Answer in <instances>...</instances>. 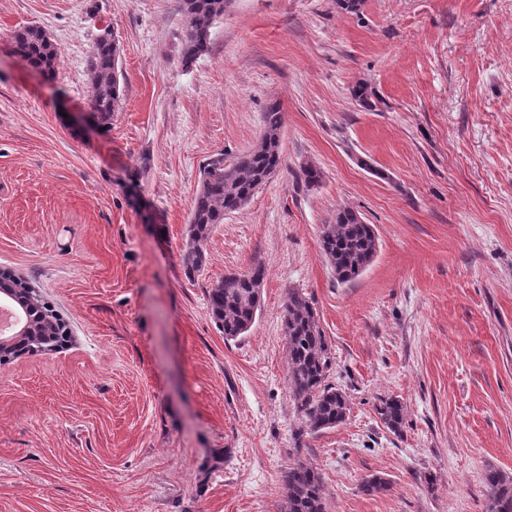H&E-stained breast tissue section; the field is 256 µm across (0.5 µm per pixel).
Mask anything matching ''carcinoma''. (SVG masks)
<instances>
[{"mask_svg":"<svg viewBox=\"0 0 512 512\" xmlns=\"http://www.w3.org/2000/svg\"><path fill=\"white\" fill-rule=\"evenodd\" d=\"M230 2L179 0L184 30L183 66L189 67L209 53L212 29L224 19ZM12 42L23 60L47 74L55 73L59 49L43 27L26 26L13 34ZM119 58L120 47L108 24L101 29L86 60L93 89L91 109L103 126L112 124V113L119 111L122 102ZM283 125V112L272 104L264 112L256 146L229 163L219 153L202 165L181 254L187 276H194L204 267L207 241L213 229L224 223V215L244 207L268 182L269 175L279 172L284 162ZM320 245L336 280L346 283L371 263L377 250V236L373 226L357 211L344 207L337 210L330 223L323 225ZM264 277L265 269L257 263L244 273L225 274L210 288L211 316L224 333V339L236 340L254 324L261 306ZM0 302L9 303L19 315L13 335L28 327L20 344L0 349V366L19 357L21 351L44 353L70 340L69 325L27 280L0 272ZM283 331L288 349V389L301 420L296 434L300 442L305 434L342 424L349 413V401L329 383L331 346L313 301L296 289L288 290ZM377 411L390 430H401L404 412L400 402L384 400ZM486 484L487 512H512V476L492 471L486 476ZM388 489V482L377 475L367 477L362 483V491L369 495ZM282 491L284 512H326L320 476L307 462L297 460L288 465L282 476Z\"/></svg>","mask_w":512,"mask_h":512,"instance_id":"carcinoma-1","label":"carcinoma"}]
</instances>
